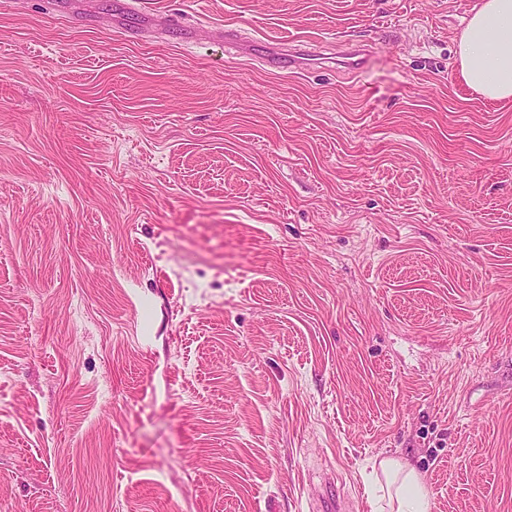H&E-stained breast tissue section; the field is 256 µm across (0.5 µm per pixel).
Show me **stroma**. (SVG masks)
I'll use <instances>...</instances> for the list:
<instances>
[{"instance_id": "stroma-1", "label": "stroma", "mask_w": 512, "mask_h": 512, "mask_svg": "<svg viewBox=\"0 0 512 512\" xmlns=\"http://www.w3.org/2000/svg\"><path fill=\"white\" fill-rule=\"evenodd\" d=\"M0 0V512H512V101L478 0ZM367 45L357 73L268 71ZM133 0H115L112 3V17L114 28L122 31L130 29H154L169 37H176L181 42H189L195 37L194 33L173 20L166 21L159 15H150L138 12L133 7ZM457 55L469 87L490 101L512 100V0H483L459 37ZM384 477L385 494L373 500L374 512H428L429 493L416 469L398 459H385L379 463ZM384 502L385 505H381Z\"/></svg>"}]
</instances>
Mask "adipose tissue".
Returning a JSON list of instances; mask_svg holds the SVG:
<instances>
[{"instance_id":"adipose-tissue-1","label":"adipose tissue","mask_w":512,"mask_h":512,"mask_svg":"<svg viewBox=\"0 0 512 512\" xmlns=\"http://www.w3.org/2000/svg\"><path fill=\"white\" fill-rule=\"evenodd\" d=\"M457 55L466 84L484 98L512 100V0H482L459 40ZM384 493L374 512H429V493L410 463H379Z\"/></svg>"}]
</instances>
